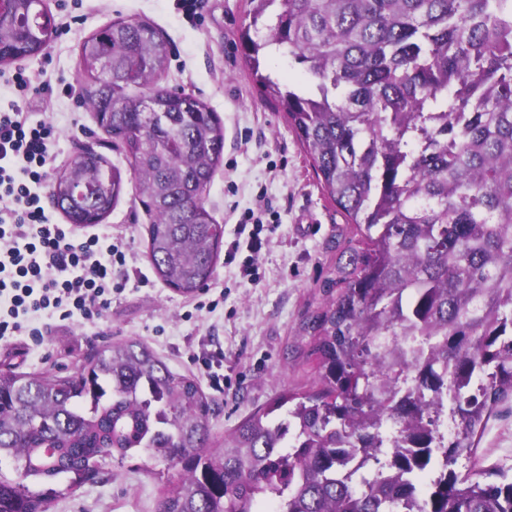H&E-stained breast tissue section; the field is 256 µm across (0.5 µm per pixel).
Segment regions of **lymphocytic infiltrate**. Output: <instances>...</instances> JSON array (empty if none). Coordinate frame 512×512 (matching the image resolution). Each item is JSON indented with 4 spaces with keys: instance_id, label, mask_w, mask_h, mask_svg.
Wrapping results in <instances>:
<instances>
[{
    "instance_id": "obj_1",
    "label": "lymphocytic infiltrate",
    "mask_w": 512,
    "mask_h": 512,
    "mask_svg": "<svg viewBox=\"0 0 512 512\" xmlns=\"http://www.w3.org/2000/svg\"><path fill=\"white\" fill-rule=\"evenodd\" d=\"M16 99L0 110V341L38 340L50 322L101 318L129 278L123 237L103 228L82 231L59 224L46 208L47 168L56 128L34 119L27 105L50 89V79L16 70L8 80ZM263 205L245 212L226 253L244 277L256 281L265 240Z\"/></svg>"
}]
</instances>
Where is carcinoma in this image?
<instances>
[{
	"label": "carcinoma",
	"instance_id": "obj_1",
	"mask_svg": "<svg viewBox=\"0 0 512 512\" xmlns=\"http://www.w3.org/2000/svg\"><path fill=\"white\" fill-rule=\"evenodd\" d=\"M239 44L358 239L304 322L321 388L280 397L209 445L198 382L138 341L68 376L0 372V512H49L90 464L139 448L178 479L159 512H512V478L459 476L474 437L512 397V0H248ZM0 64L44 52L33 0H0ZM272 50L312 82L260 70ZM169 42L118 19L80 43L82 102L126 157L154 216L159 280L193 296L224 225L205 206L224 125L169 90ZM124 188L102 153L51 184L69 223L98 224ZM448 410L452 438L424 423Z\"/></svg>",
	"mask_w": 512,
	"mask_h": 512
}]
</instances>
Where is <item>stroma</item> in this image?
<instances>
[{
    "instance_id": "35a3bbf8",
    "label": "stroma",
    "mask_w": 512,
    "mask_h": 512,
    "mask_svg": "<svg viewBox=\"0 0 512 512\" xmlns=\"http://www.w3.org/2000/svg\"><path fill=\"white\" fill-rule=\"evenodd\" d=\"M176 0H45L59 28L44 54L0 65V107L13 101L5 75L23 69L47 73L52 88L32 104L52 121L58 136L49 175H56L79 148L90 146L124 171L125 190L103 224L126 239L139 273L112 296V307L83 325H52L44 341L0 344V370L75 374L86 355L110 342L135 339L151 347L169 367L195 378L211 403L210 440L225 434L256 409L284 393L319 389L306 318L329 299L324 282L354 237L353 225L324 195L309 158L282 112L261 100L239 46L248 0H204L199 23H189ZM124 18L145 21L170 42L172 54L164 86L204 100L224 123V165L206 194V207L224 226L225 242L236 237L242 213L264 194L277 221L257 260L259 281L246 283L239 264L218 261L207 285L213 312H198L193 300L167 287L147 256L151 217L139 186L118 151L109 149L93 112L80 99V41ZM72 94H64V87ZM223 351V391L212 389L196 361L198 354ZM512 469V398L494 409L472 464ZM174 473L147 450L102 460L97 476L58 498L49 512H159Z\"/></svg>"
}]
</instances>
